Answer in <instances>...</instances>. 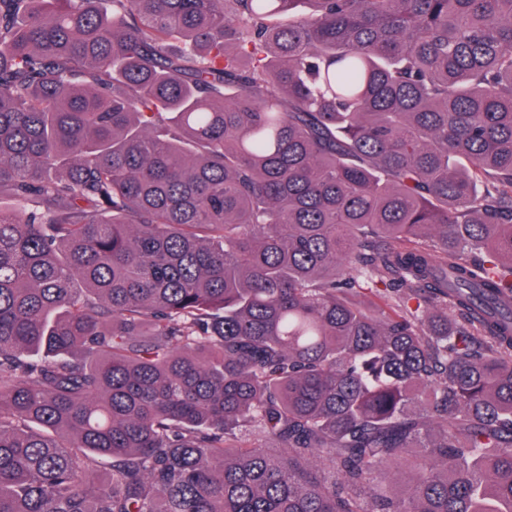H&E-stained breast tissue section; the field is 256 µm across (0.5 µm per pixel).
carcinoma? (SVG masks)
<instances>
[{
    "instance_id": "obj_1",
    "label": "carcinoma",
    "mask_w": 512,
    "mask_h": 512,
    "mask_svg": "<svg viewBox=\"0 0 512 512\" xmlns=\"http://www.w3.org/2000/svg\"><path fill=\"white\" fill-rule=\"evenodd\" d=\"M1 194L0 512H512V0H0Z\"/></svg>"
}]
</instances>
